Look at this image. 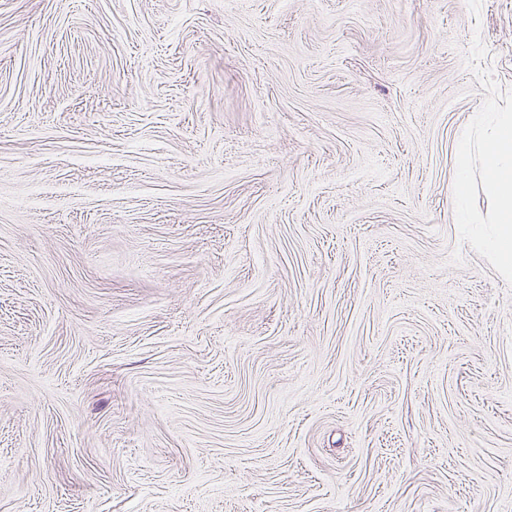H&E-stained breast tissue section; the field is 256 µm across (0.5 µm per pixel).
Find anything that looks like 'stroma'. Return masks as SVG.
<instances>
[{"label": "stroma", "instance_id": "obj_1", "mask_svg": "<svg viewBox=\"0 0 512 512\" xmlns=\"http://www.w3.org/2000/svg\"><path fill=\"white\" fill-rule=\"evenodd\" d=\"M495 105L512 0H0V512H512ZM480 164L488 193L494 207L487 224L492 232L487 245L500 267L512 270V113L496 112L489 133L476 148L465 141L459 152L460 177L455 183V195L463 203L469 192L472 165Z\"/></svg>", "mask_w": 512, "mask_h": 512}]
</instances>
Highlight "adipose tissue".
Returning <instances> with one entry per match:
<instances>
[{"label": "adipose tissue", "mask_w": 512, "mask_h": 512, "mask_svg": "<svg viewBox=\"0 0 512 512\" xmlns=\"http://www.w3.org/2000/svg\"><path fill=\"white\" fill-rule=\"evenodd\" d=\"M481 165L494 207L487 245L503 270H512V113H497L492 127L478 144L464 143L459 152L460 177L455 184L458 200L469 192L472 165Z\"/></svg>", "instance_id": "obj_1"}]
</instances>
